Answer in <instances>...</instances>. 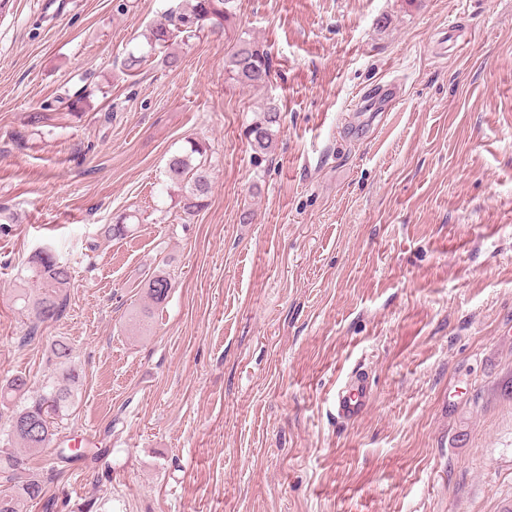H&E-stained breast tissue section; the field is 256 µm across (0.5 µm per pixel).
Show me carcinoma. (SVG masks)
Returning <instances> with one entry per match:
<instances>
[{
  "label": "carcinoma",
  "mask_w": 512,
  "mask_h": 512,
  "mask_svg": "<svg viewBox=\"0 0 512 512\" xmlns=\"http://www.w3.org/2000/svg\"><path fill=\"white\" fill-rule=\"evenodd\" d=\"M188 2L187 10L171 12L151 26L148 36L150 49H165L173 38L181 34L188 39L193 38L206 27L226 29L236 15V0ZM272 68V60L262 46L240 38L227 61L226 74L236 84L260 88L270 82ZM279 124L277 108L267 107L260 111L249 128L256 154L268 149L273 127ZM197 155H203V147L195 144L173 156L168 163L169 174L180 185L183 211L188 215L198 211L211 190L209 169L204 161H195ZM30 270L31 279L36 283V293L32 295L23 290L20 299L34 318L29 331L32 339L41 324L56 322L63 316L72 273L69 266L47 248L32 255ZM147 288L151 301L161 304L167 299L172 283L165 272L158 271L149 277ZM52 355L59 369L54 380L32 391L27 378L16 376L0 387V403L3 405L25 398L24 404L12 410L6 442H15L29 453H38L51 444L73 403L74 389L80 379L77 370L70 365L72 348L66 340L59 339L53 344ZM18 449L0 448V512H28L30 504L44 494V481L24 467Z\"/></svg>",
  "instance_id": "1"
}]
</instances>
